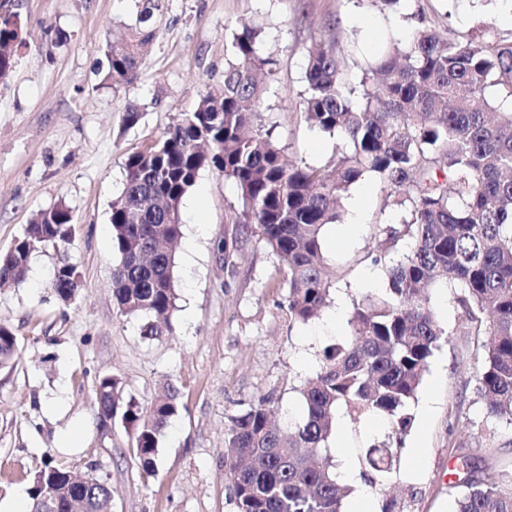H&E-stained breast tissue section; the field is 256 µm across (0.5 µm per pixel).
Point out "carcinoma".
Listing matches in <instances>:
<instances>
[{
	"label": "carcinoma",
	"mask_w": 512,
	"mask_h": 512,
	"mask_svg": "<svg viewBox=\"0 0 512 512\" xmlns=\"http://www.w3.org/2000/svg\"><path fill=\"white\" fill-rule=\"evenodd\" d=\"M403 47L392 43L347 80L345 62L331 46L309 55L302 93L308 126L334 136L342 147L322 165H291L261 123L274 60L260 54L261 26L242 23L221 79L196 109L186 112L153 145L131 152L124 188L112 204L110 223L118 263L112 300L126 316L148 321L141 335L159 338L175 308V253L182 236L180 204L201 171L233 180L241 211L237 224H252L278 259L285 289L281 309L291 324L318 318L331 302L322 235L340 221L342 201L367 173L379 177L384 206L401 213L379 228L374 263H384L401 242L410 254L386 267L383 291L352 299L349 340L324 348L314 377L297 388L304 416L272 423L268 399L228 418L225 461L235 512H343L351 488L336 478L328 447L336 410L357 422L366 414L388 419L393 432L412 425L409 406L429 359L451 333L430 306L438 286L457 288L465 313L460 335L473 344L476 392L497 420L512 426V109L486 97L496 87L512 99V36L476 41L432 25L422 6ZM11 0H0V76L28 46ZM159 0H140L137 21L125 40L105 53V79L137 80L143 52L156 35ZM69 209L40 211L5 256L0 282L20 281L31 254L71 243ZM75 265L55 268L51 288L68 305L78 294ZM17 336L0 325V367L13 360ZM99 412L133 430L134 459L148 476L157 472L159 437L178 410V390L166 385L144 409L123 397L115 376L99 379ZM364 478L382 484L399 469L398 449L382 443L362 449ZM456 512H512V478L466 476ZM72 473L48 463L35 474L31 510L108 512L112 489L83 476L80 510L72 508Z\"/></svg>",
	"instance_id": "obj_1"
}]
</instances>
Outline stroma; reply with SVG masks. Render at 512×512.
Wrapping results in <instances>:
<instances>
[{"mask_svg":"<svg viewBox=\"0 0 512 512\" xmlns=\"http://www.w3.org/2000/svg\"><path fill=\"white\" fill-rule=\"evenodd\" d=\"M423 6L436 26L465 38L512 34L502 19L507 0ZM12 8L29 45L0 79V253L37 212L60 203L71 211L74 238L34 253L24 280L0 288V323L18 338L13 363L0 369V512H12L17 493L28 491L46 461L106 480L112 512H234L224 469L229 416L263 397L279 413L301 416L296 388L318 370L324 347L346 341L353 298L387 286L384 266L373 262L375 236L396 215L383 208L377 176L352 186L350 199L363 203L360 223L343 213L322 238L325 262L337 274L333 305L293 325L280 308L278 262L258 235L243 232L232 266H225L217 244L241 210L240 193L233 181L204 171L180 207L171 328L148 339L142 318L122 315L112 302L110 214L125 160L196 107L223 74L225 48L239 24L254 19L263 25L261 53L277 62L262 122L288 159L325 162L336 139L309 130L300 114L308 56L318 44L333 46L350 64L349 79H358L353 60L375 54L396 18L365 0H162L157 36L136 82L115 85L105 81L101 63L107 44L134 22L137 0H13ZM132 101L145 116L128 128L122 118ZM64 261L80 276L78 296L67 306L49 287ZM431 306L451 337L430 358L410 404L414 421L399 446V470L367 489L378 507L397 495L407 499L408 512H454L466 457L480 477H512V426L488 418L476 393L452 288L435 289ZM112 374L144 407L165 385L179 391L154 477H145L131 455L132 431L99 414L96 383ZM489 428L495 438L486 436ZM391 433L378 416L357 423L342 417L335 441L353 463L360 448ZM413 461L418 471L410 470Z\"/></svg>","mask_w":512,"mask_h":512,"instance_id":"35a3bbf8","label":"stroma"}]
</instances>
